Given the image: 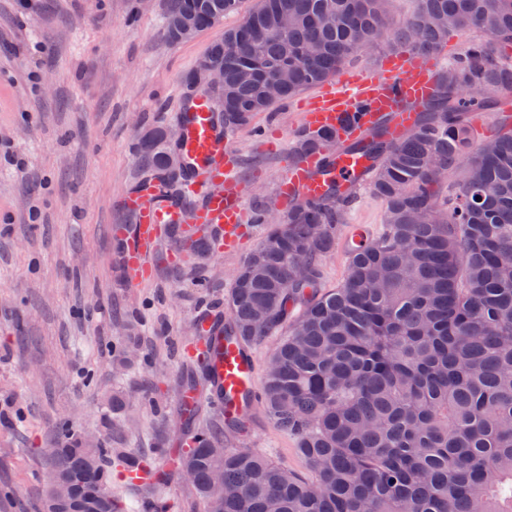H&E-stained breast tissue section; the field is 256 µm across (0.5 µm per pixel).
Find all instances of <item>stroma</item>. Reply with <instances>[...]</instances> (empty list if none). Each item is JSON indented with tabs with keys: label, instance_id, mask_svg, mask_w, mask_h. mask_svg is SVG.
I'll return each mask as SVG.
<instances>
[{
	"label": "stroma",
	"instance_id": "stroma-1",
	"mask_svg": "<svg viewBox=\"0 0 512 512\" xmlns=\"http://www.w3.org/2000/svg\"><path fill=\"white\" fill-rule=\"evenodd\" d=\"M164 11L165 0H0V512H39L51 469L46 450L63 416L77 431L111 433L113 447L147 467L170 466L166 480L133 486L113 465L112 493L128 512L147 499L202 512L173 469L186 434L180 396L188 382L205 387L189 331L205 309L223 310L265 227L249 226L239 250L218 248L202 261L182 250L176 266L168 261L176 240L160 233L146 282L131 281L121 265L113 227L132 222L121 201L146 179L137 136L178 125L184 78L242 20L228 15L174 43ZM319 92L314 86L277 103L230 135L237 179L221 187L240 196L247 213H287L279 185L302 131L301 109ZM384 220L383 200L360 181L336 226V248L322 261L326 287L344 280L353 235L376 233ZM130 334L151 362L116 369L112 340ZM115 394L125 400L116 418ZM197 416L222 432L225 447L270 454L309 476L295 438L263 406L249 411L253 426L243 433L225 430L218 406L202 404Z\"/></svg>",
	"mask_w": 512,
	"mask_h": 512
}]
</instances>
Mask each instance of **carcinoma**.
<instances>
[{"label": "carcinoma", "instance_id": "1", "mask_svg": "<svg viewBox=\"0 0 512 512\" xmlns=\"http://www.w3.org/2000/svg\"><path fill=\"white\" fill-rule=\"evenodd\" d=\"M387 0H257L206 59L224 62L230 134L274 103L267 79L288 64L280 100L335 76L380 33L430 52L448 34L476 29L417 111L415 133L395 143L376 128L349 145L369 161L371 189L386 204L382 231L349 247L338 286L323 284L320 260L336 247L348 193L327 192L288 209L238 268L226 313L213 326L245 344L280 335L261 384L272 422L297 440L311 476L224 440L184 417L187 447L177 469L191 472L204 512H512V128L483 138L476 112L498 109L512 86V0H418L403 28L387 23ZM241 0H166L165 30L194 12L197 30L236 13ZM164 129L147 132L136 155L145 183L184 197L191 165H165ZM458 173L448 211L436 186ZM323 227L320 236L310 226ZM309 278L294 284L299 262ZM140 356L132 337L112 343L122 368ZM49 481L67 479L61 512H122L112 496V448L85 446L64 421ZM224 500L207 490L215 471Z\"/></svg>", "mask_w": 512, "mask_h": 512}]
</instances>
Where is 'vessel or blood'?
Masks as SVG:
<instances>
[{
    "label": "vessel or blood",
    "instance_id": "1",
    "mask_svg": "<svg viewBox=\"0 0 512 512\" xmlns=\"http://www.w3.org/2000/svg\"><path fill=\"white\" fill-rule=\"evenodd\" d=\"M435 83V72L423 66L418 55L393 54L377 71L365 72L352 80L343 78L326 86L304 114L303 121L307 129L336 136L340 156L337 168L353 179L362 174L365 163L347 153L349 142L365 136L381 123L387 124L392 138H399L413 121L417 107L430 96ZM226 141L224 133L211 120L209 103L198 101L183 135L184 151L194 168L193 180L214 182L228 174ZM319 170L318 153L303 155L289 169L282 184L283 192L303 199L318 196L322 190ZM162 194V189L157 187L150 195H134L125 201L136 223L132 230L122 234L121 260L140 281L153 275L148 249L157 239L160 226L184 222L203 225L227 249L235 246L241 232L243 207L237 196L215 194L206 197L203 204L188 208L164 200ZM211 348V368L224 389L220 405L225 421L229 422L258 400L255 355L232 336H213Z\"/></svg>",
    "mask_w": 512,
    "mask_h": 512
}]
</instances>
